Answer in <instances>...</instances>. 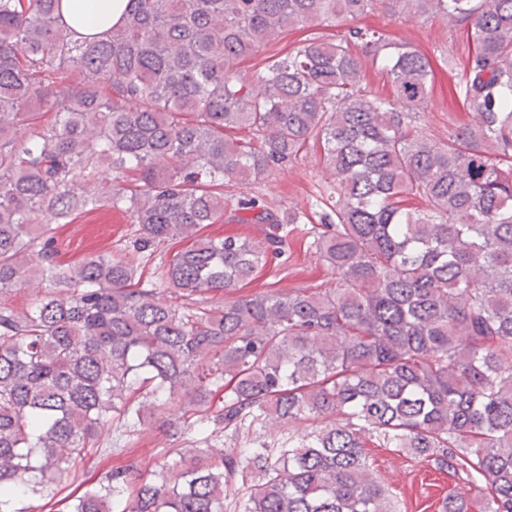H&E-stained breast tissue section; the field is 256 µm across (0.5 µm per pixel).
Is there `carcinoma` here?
<instances>
[{
    "mask_svg": "<svg viewBox=\"0 0 512 512\" xmlns=\"http://www.w3.org/2000/svg\"><path fill=\"white\" fill-rule=\"evenodd\" d=\"M60 2L0 0V294L45 284L23 313L0 304V512H33L15 504L159 410L186 447L85 474L65 512H401L368 448L472 486L443 512H512V0H130L94 37ZM379 8L468 27L473 124L426 138L430 58L368 25L242 70L287 30ZM311 140L334 183L309 247L336 287L236 296L299 216L243 197L232 221L262 237L202 229L226 185ZM112 211L129 244L58 260V225ZM351 51L355 56L362 59L365 81L370 88L379 95H389L391 92V83L386 73L381 69L380 63L373 62L372 57L366 55L364 49L358 43L351 46Z\"/></svg>",
    "mask_w": 512,
    "mask_h": 512,
    "instance_id": "obj_1",
    "label": "carcinoma"
}]
</instances>
